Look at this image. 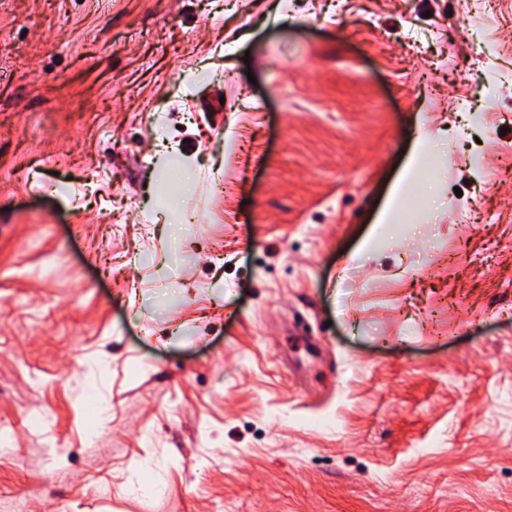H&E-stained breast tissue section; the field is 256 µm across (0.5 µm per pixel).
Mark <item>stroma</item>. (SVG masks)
Returning a JSON list of instances; mask_svg holds the SVG:
<instances>
[{
    "mask_svg": "<svg viewBox=\"0 0 512 512\" xmlns=\"http://www.w3.org/2000/svg\"><path fill=\"white\" fill-rule=\"evenodd\" d=\"M466 4L0 0V512H512V0ZM427 140L424 136L419 135L413 141L407 162L400 173L395 189L381 210L377 224H393L394 211L396 209L401 191L408 182H410L417 171L422 166L426 156Z\"/></svg>",
    "mask_w": 512,
    "mask_h": 512,
    "instance_id": "stroma-1",
    "label": "stroma"
}]
</instances>
